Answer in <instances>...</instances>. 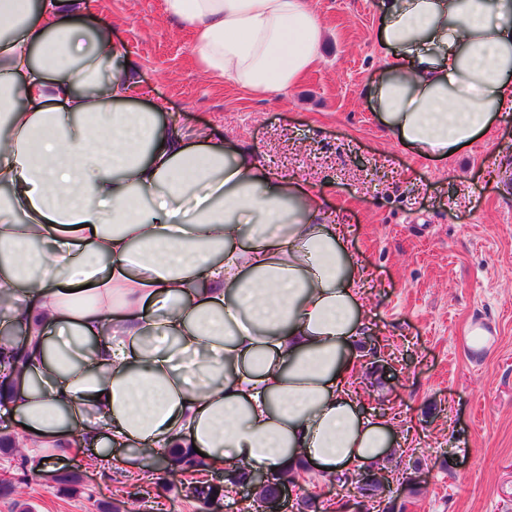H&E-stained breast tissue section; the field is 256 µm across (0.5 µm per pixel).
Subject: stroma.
<instances>
[{"label": "stroma", "mask_w": 512, "mask_h": 512, "mask_svg": "<svg viewBox=\"0 0 512 512\" xmlns=\"http://www.w3.org/2000/svg\"><path fill=\"white\" fill-rule=\"evenodd\" d=\"M380 0H307L327 33L316 65L285 94L258 95L205 74L187 27L163 0H86L109 21L166 120L204 128L253 149L277 175H298L344 224L368 270L365 322L383 369L361 375L365 411L395 423L397 443L423 481L399 495L404 512H512V112L459 156L429 159L384 128L365 99L393 58L379 40ZM483 325V354L461 337ZM20 452L0 453V480L15 483L0 512H201L189 476L161 466L104 474L84 449L63 461L76 492L48 478L21 480ZM344 503L335 476L301 470L278 512Z\"/></svg>", "instance_id": "35a3bbf8"}]
</instances>
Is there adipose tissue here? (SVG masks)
<instances>
[{
	"label": "adipose tissue",
	"instance_id": "adipose-tissue-1",
	"mask_svg": "<svg viewBox=\"0 0 512 512\" xmlns=\"http://www.w3.org/2000/svg\"><path fill=\"white\" fill-rule=\"evenodd\" d=\"M392 53L366 99L401 143L448 158L512 108V0H380ZM208 75L285 93L325 38L306 0H164ZM85 0H0V332L23 372L0 416L38 468L93 449L147 462L340 476L396 430L351 389L367 278L299 176L169 123Z\"/></svg>",
	"mask_w": 512,
	"mask_h": 512
}]
</instances>
